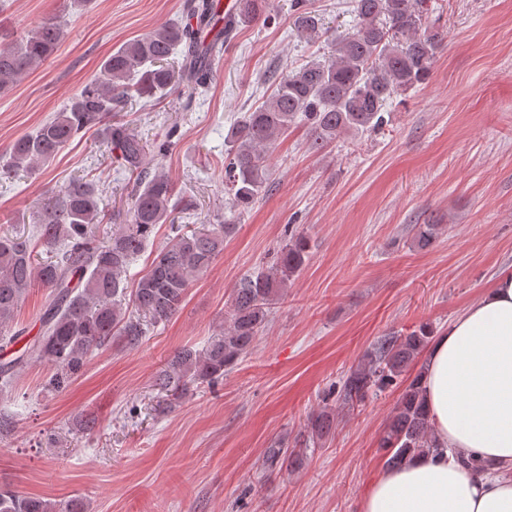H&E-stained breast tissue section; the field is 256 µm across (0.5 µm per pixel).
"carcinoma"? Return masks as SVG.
<instances>
[{
  "label": "carcinoma",
  "instance_id": "obj_1",
  "mask_svg": "<svg viewBox=\"0 0 512 512\" xmlns=\"http://www.w3.org/2000/svg\"><path fill=\"white\" fill-rule=\"evenodd\" d=\"M187 20L163 24L106 56L99 69L65 107L35 132L23 134L0 154V176L34 171L51 162L74 138L95 129L110 144L120 164L133 176L126 210L106 240L96 236L109 223L101 209L96 182L73 179L33 215L39 237L58 251L56 259L35 263L27 246L0 236V345L13 346L21 330L15 314L29 290H48L39 335L12 360L0 363V390L28 364L53 367L48 386L62 391L82 372L88 358L119 338L138 347L151 329L168 322L181 307L192 280L208 270L224 250L235 225L219 221L193 230L176 223L178 198L162 160L170 138L149 153L143 138L118 118L134 98L158 101L181 85L193 96L208 90L226 45L244 22L271 20L267 0H238L235 13L222 17L224 27L213 40L200 43L191 20L207 24L219 13L218 0H187ZM309 0H290L288 21L302 39L330 33ZM352 24L327 39L329 51L280 76L265 102L232 127L224 151V183L239 212L251 208L269 190L268 152L295 124L311 131V149L320 151L342 134L376 132L387 124V106L424 84L432 74L447 31L427 7L430 0H354ZM64 21L46 18L9 43L0 42V91L36 70L66 38ZM159 224L171 225L169 243L152 260L150 270L127 288V273ZM442 225L420 224L413 243L433 246ZM310 239L292 231L262 271L240 279L218 331L200 349L177 350L156 385L178 399L188 386L210 388L251 350L269 323L285 288L306 266ZM427 325L406 335L383 336L336 394L345 405L362 403L372 389L395 382L430 342ZM435 447L429 414L416 381H411L386 423L380 439L385 466L396 468ZM301 450L282 440L265 450L263 464L273 471L294 467ZM79 500L52 502L0 489V512H84Z\"/></svg>",
  "mask_w": 512,
  "mask_h": 512
}]
</instances>
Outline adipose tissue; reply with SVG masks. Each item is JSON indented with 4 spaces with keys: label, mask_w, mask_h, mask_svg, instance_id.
<instances>
[{
    "label": "adipose tissue",
    "mask_w": 512,
    "mask_h": 512,
    "mask_svg": "<svg viewBox=\"0 0 512 512\" xmlns=\"http://www.w3.org/2000/svg\"><path fill=\"white\" fill-rule=\"evenodd\" d=\"M419 385L442 450L385 471L359 512H512V271L434 340Z\"/></svg>",
    "instance_id": "1"
}]
</instances>
